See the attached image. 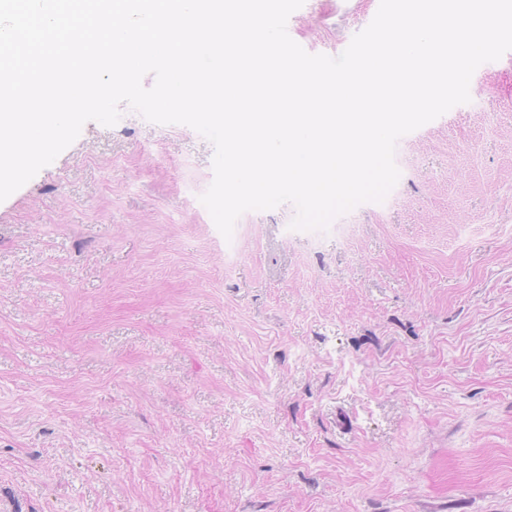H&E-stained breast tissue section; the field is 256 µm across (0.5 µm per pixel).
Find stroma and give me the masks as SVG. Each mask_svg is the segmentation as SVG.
I'll list each match as a JSON object with an SVG mask.
<instances>
[{
  "mask_svg": "<svg viewBox=\"0 0 512 512\" xmlns=\"http://www.w3.org/2000/svg\"><path fill=\"white\" fill-rule=\"evenodd\" d=\"M471 84L348 240L290 203L224 239L209 140L85 123L0 202V512H512V51Z\"/></svg>",
  "mask_w": 512,
  "mask_h": 512,
  "instance_id": "35a3bbf8",
  "label": "stroma"
}]
</instances>
